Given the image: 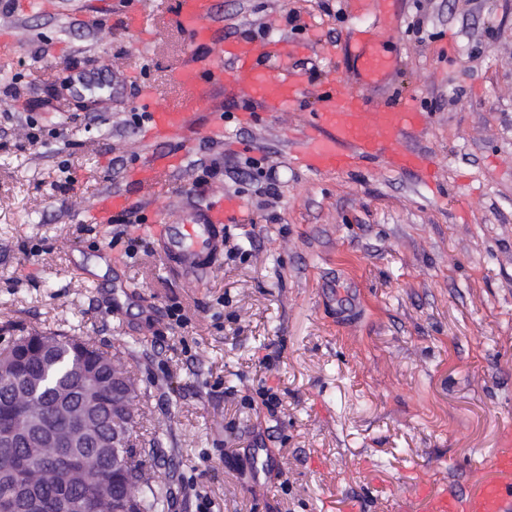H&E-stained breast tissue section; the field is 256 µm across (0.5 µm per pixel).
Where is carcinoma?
Returning a JSON list of instances; mask_svg holds the SVG:
<instances>
[{
    "mask_svg": "<svg viewBox=\"0 0 512 512\" xmlns=\"http://www.w3.org/2000/svg\"><path fill=\"white\" fill-rule=\"evenodd\" d=\"M121 355L93 347L77 336L39 333L19 336L0 350V413L5 408L27 405L18 423L17 440L0 447V492L9 485L12 460L23 458L32 443L63 431L69 414L85 417L82 443L75 447L87 461L82 475H70L67 455L49 444L35 451L41 463L27 473L31 491L27 512H60L64 496L94 494L99 512H171L166 485L148 474L147 464L160 452L159 442L148 448L136 444V415L112 403V380L133 397H140L134 379L119 367ZM121 421L129 432L127 446L119 449L113 477L98 480L112 465V425Z\"/></svg>",
    "mask_w": 512,
    "mask_h": 512,
    "instance_id": "obj_1",
    "label": "carcinoma"
}]
</instances>
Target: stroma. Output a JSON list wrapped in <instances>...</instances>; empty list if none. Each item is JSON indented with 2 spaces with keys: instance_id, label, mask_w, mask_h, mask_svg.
I'll list each match as a JSON object with an SVG mask.
<instances>
[{
  "instance_id": "obj_1",
  "label": "stroma",
  "mask_w": 512,
  "mask_h": 512,
  "mask_svg": "<svg viewBox=\"0 0 512 512\" xmlns=\"http://www.w3.org/2000/svg\"><path fill=\"white\" fill-rule=\"evenodd\" d=\"M50 2L0 9V348L36 331L121 351L139 425L162 444L153 470L172 512H196L200 495L210 512H406L420 481L466 487L512 448V0H392L389 25L353 0H221L235 39L336 56L289 57L308 76L298 108L254 125L232 107L206 150L155 143L182 161L150 197L129 179L149 147L126 118L143 90L174 95L194 47L164 23L178 0ZM130 12L142 32L116 25ZM368 27L397 64L366 92L425 112L412 144L435 184L378 159L350 172L295 161L325 78L361 90L345 43ZM91 64L107 89L67 92ZM28 118L34 144L16 135ZM200 158L241 160L201 200L238 197L243 219L193 279L147 227L180 222ZM110 191L140 208L121 240L87 221ZM131 238L144 242L133 254ZM262 387L275 413L250 407ZM260 447L278 465L257 493Z\"/></svg>"
}]
</instances>
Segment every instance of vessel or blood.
<instances>
[{"instance_id": "b4317fda", "label": "vessel or blood", "mask_w": 512, "mask_h": 512, "mask_svg": "<svg viewBox=\"0 0 512 512\" xmlns=\"http://www.w3.org/2000/svg\"><path fill=\"white\" fill-rule=\"evenodd\" d=\"M222 18L216 0H179L172 25L183 29L193 42L222 43L220 56L198 55L181 65L174 75L179 89L175 100L161 106L149 95H141L140 105L149 119L148 135L153 140H180L194 128L195 117L214 109L215 96H230L244 103L242 115L252 121L268 112H281L297 104L304 92L303 73L283 67L271 72L264 68L265 57L291 56L294 45L280 41L258 44L252 41L222 42L216 26ZM362 79L378 83L392 67L391 59L373 48L370 30H357ZM318 108L310 113L296 153L297 161L317 171L352 169L360 160L383 158L398 170L428 173L433 162L426 153L407 148V140L423 125L425 115L412 105H374L363 95L343 96L335 79L323 83ZM177 157L149 153L139 163L135 180L154 185L162 174L174 171ZM129 205L117 192L103 194L93 206V221L111 223L114 214ZM241 211L232 197L217 204H187L176 224H156L152 236L168 262L189 275L203 273L224 250V227L235 223ZM421 512H512V448L496 453L487 469L470 489L459 490L440 483L434 490L418 495Z\"/></svg>"}]
</instances>
